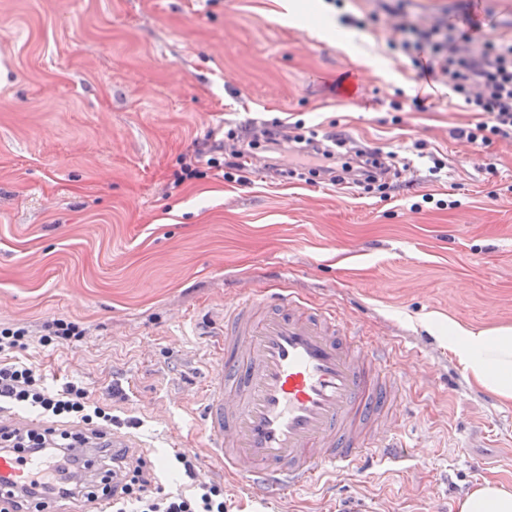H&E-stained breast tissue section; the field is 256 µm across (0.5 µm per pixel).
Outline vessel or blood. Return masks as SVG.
Masks as SVG:
<instances>
[{"label":"vessel or blood","instance_id":"obj_1","mask_svg":"<svg viewBox=\"0 0 512 512\" xmlns=\"http://www.w3.org/2000/svg\"><path fill=\"white\" fill-rule=\"evenodd\" d=\"M216 370L205 383L206 456L248 494L278 501L323 480L387 468L406 451L405 375L385 347L363 343L335 311L287 291H239L224 306ZM42 463L0 452V512L52 497L29 491Z\"/></svg>","mask_w":512,"mask_h":512}]
</instances>
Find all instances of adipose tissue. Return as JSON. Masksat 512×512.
I'll return each mask as SVG.
<instances>
[{
	"label": "adipose tissue",
	"mask_w": 512,
	"mask_h": 512,
	"mask_svg": "<svg viewBox=\"0 0 512 512\" xmlns=\"http://www.w3.org/2000/svg\"><path fill=\"white\" fill-rule=\"evenodd\" d=\"M435 332L477 386L512 404V326L477 328L452 320L436 324ZM457 512H512V488L483 482L458 501Z\"/></svg>",
	"instance_id": "adipose-tissue-1"
}]
</instances>
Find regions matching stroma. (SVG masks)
Masks as SVG:
<instances>
[{
  "label": "stroma",
  "mask_w": 512,
  "mask_h": 512,
  "mask_svg": "<svg viewBox=\"0 0 512 512\" xmlns=\"http://www.w3.org/2000/svg\"><path fill=\"white\" fill-rule=\"evenodd\" d=\"M293 2L0 0V326L28 325L18 358L49 389L78 382L111 405L114 431L137 424V456L188 443L227 512H451L477 483L512 487V405L431 328L512 325V140L460 137L481 114L417 80L390 47L398 32L355 27L371 0ZM411 9L457 26L477 10L487 38H512V0ZM344 74L361 76L360 100H338ZM273 120L396 152L387 197L306 182L284 161L243 184L201 161L174 186L195 149ZM238 282L336 310L393 351L412 382L416 473L370 470L274 511L225 481L205 457L202 389ZM57 319L83 336L41 345Z\"/></svg>",
  "instance_id": "35a3bbf8"
}]
</instances>
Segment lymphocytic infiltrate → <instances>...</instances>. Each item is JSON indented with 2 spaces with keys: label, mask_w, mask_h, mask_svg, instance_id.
Returning <instances> with one entry per match:
<instances>
[{
  "label": "lymphocytic infiltrate",
  "mask_w": 512,
  "mask_h": 512,
  "mask_svg": "<svg viewBox=\"0 0 512 512\" xmlns=\"http://www.w3.org/2000/svg\"><path fill=\"white\" fill-rule=\"evenodd\" d=\"M383 20L401 34L400 51L407 56L418 77L443 78L449 90L463 102L465 109L485 114L486 119L466 133L467 140L479 148L488 147L494 138H512V40H482L454 37L447 22L420 25L408 9V0H390L383 5ZM294 141L301 155L300 168L309 176L328 184L352 181L368 192L383 193L389 187L388 173L378 152H362L345 157L341 140L319 136L317 131L296 135ZM12 405L78 424L112 423L115 417L107 405L91 399L88 391L75 382L61 390L48 391L32 366L13 361L0 363V405ZM73 436L52 430L26 433L0 429V443L8 448H31L36 456L51 460L52 476L37 481L36 486L55 496L71 494L75 487L77 466L67 452ZM188 490L147 493L152 475L143 460L126 456L112 458L121 469L115 512H225L221 484L195 482V464L187 455H176Z\"/></svg>",
  "instance_id": "f902f5d3"
}]
</instances>
